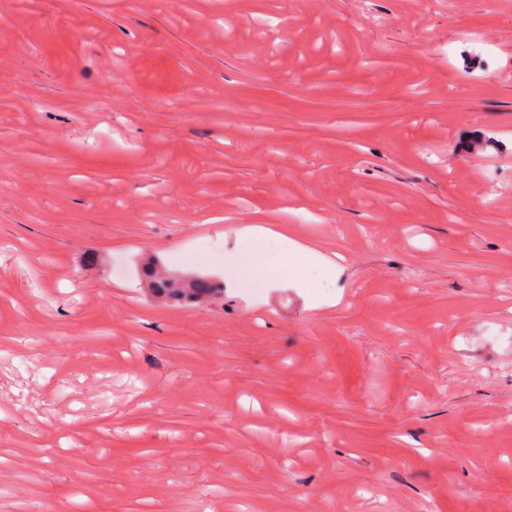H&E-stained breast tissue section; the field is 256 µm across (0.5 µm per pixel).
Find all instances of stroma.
<instances>
[{
	"label": "stroma",
	"mask_w": 512,
	"mask_h": 512,
	"mask_svg": "<svg viewBox=\"0 0 512 512\" xmlns=\"http://www.w3.org/2000/svg\"><path fill=\"white\" fill-rule=\"evenodd\" d=\"M0 512H512V0H0ZM236 234L251 240L255 244H261L268 239H275L286 256L292 257L303 265L314 264L318 255L309 248L288 237L287 229H273L260 224H251L240 227ZM156 263L161 265L159 259H150L140 268V274L146 280L148 286L158 295L169 299L204 301L211 299L216 293L223 291L221 284L208 277L197 275H178L180 278H162Z\"/></svg>",
	"instance_id": "1"
}]
</instances>
